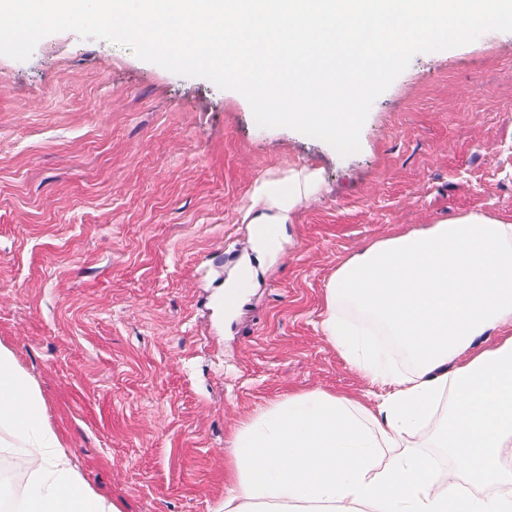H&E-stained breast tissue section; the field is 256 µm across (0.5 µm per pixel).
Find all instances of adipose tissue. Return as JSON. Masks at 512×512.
Listing matches in <instances>:
<instances>
[{"instance_id":"obj_1","label":"adipose tissue","mask_w":512,"mask_h":512,"mask_svg":"<svg viewBox=\"0 0 512 512\" xmlns=\"http://www.w3.org/2000/svg\"><path fill=\"white\" fill-rule=\"evenodd\" d=\"M320 186L306 167L262 180L252 223H287ZM322 328L373 400L293 393L244 422L223 512H512L511 220L465 213L373 242L332 275ZM491 329L496 345L470 353ZM43 406L0 345V447L31 466L18 512H122L81 482Z\"/></svg>"}]
</instances>
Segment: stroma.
Here are the masks:
<instances>
[{
	"label": "stroma",
	"mask_w": 512,
	"mask_h": 512,
	"mask_svg": "<svg viewBox=\"0 0 512 512\" xmlns=\"http://www.w3.org/2000/svg\"><path fill=\"white\" fill-rule=\"evenodd\" d=\"M303 166L319 192L258 252L256 185ZM470 212L512 220V32L415 54L347 156L107 40L0 55V344L123 512H217L236 429L288 394L367 401L321 330L330 277Z\"/></svg>",
	"instance_id": "stroma-1"
}]
</instances>
